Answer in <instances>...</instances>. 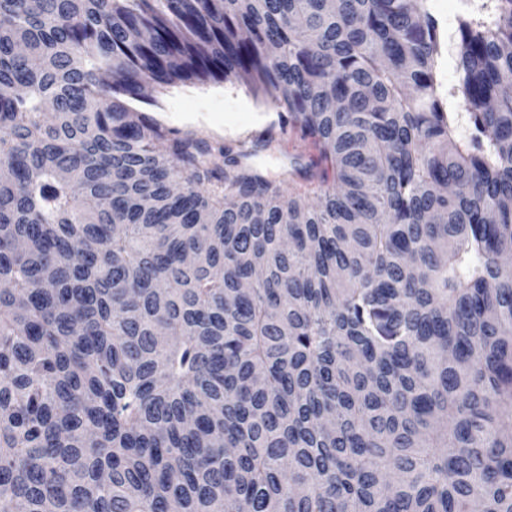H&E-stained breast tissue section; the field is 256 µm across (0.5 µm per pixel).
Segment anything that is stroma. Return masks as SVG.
<instances>
[{
    "label": "stroma",
    "mask_w": 512,
    "mask_h": 512,
    "mask_svg": "<svg viewBox=\"0 0 512 512\" xmlns=\"http://www.w3.org/2000/svg\"><path fill=\"white\" fill-rule=\"evenodd\" d=\"M136 109L176 136L204 142L210 153L227 146L247 149L244 165L289 188L302 186L305 172L325 168L318 152L299 133L282 132L272 106L236 83L179 82L153 93Z\"/></svg>",
    "instance_id": "stroma-1"
}]
</instances>
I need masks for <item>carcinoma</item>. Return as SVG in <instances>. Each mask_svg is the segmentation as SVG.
I'll return each mask as SVG.
<instances>
[{
  "mask_svg": "<svg viewBox=\"0 0 512 512\" xmlns=\"http://www.w3.org/2000/svg\"><path fill=\"white\" fill-rule=\"evenodd\" d=\"M427 2L0 0V512H512V0ZM209 76L314 198L130 105Z\"/></svg>",
  "mask_w": 512,
  "mask_h": 512,
  "instance_id": "carcinoma-1",
  "label": "carcinoma"
}]
</instances>
